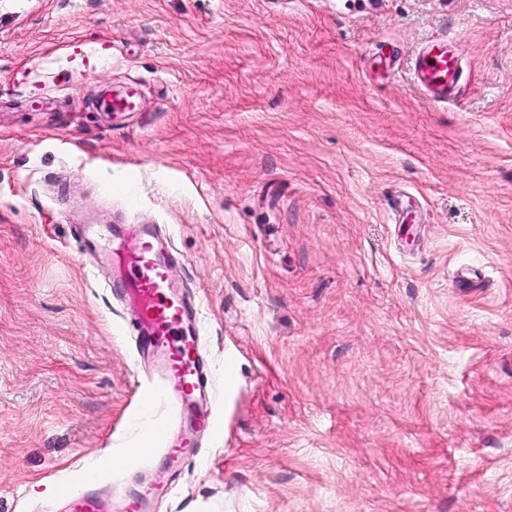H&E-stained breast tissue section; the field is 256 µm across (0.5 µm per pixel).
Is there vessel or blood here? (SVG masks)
<instances>
[{"label": "vessel or blood", "mask_w": 512, "mask_h": 512, "mask_svg": "<svg viewBox=\"0 0 512 512\" xmlns=\"http://www.w3.org/2000/svg\"><path fill=\"white\" fill-rule=\"evenodd\" d=\"M463 75L457 44L448 38L427 41L414 56L411 78L426 101L447 104ZM155 229L136 226L132 236L116 237L104 248L113 270L111 292L134 308L132 325L140 355L154 363L155 388L163 393L174 418L203 430L211 411L202 399L211 389L210 369L200 354L201 336L196 309L169 276L175 256L157 247ZM162 492L145 482L118 498L80 489L61 499L59 512H153Z\"/></svg>", "instance_id": "1"}]
</instances>
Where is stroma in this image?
I'll return each mask as SVG.
<instances>
[{
    "mask_svg": "<svg viewBox=\"0 0 512 512\" xmlns=\"http://www.w3.org/2000/svg\"><path fill=\"white\" fill-rule=\"evenodd\" d=\"M78 224L182 257L213 385L177 471ZM89 472L156 512H512V0H0V512ZM462 75L460 51L448 37L427 41L411 64L413 83L433 105L448 104L456 94Z\"/></svg>",
    "mask_w": 512,
    "mask_h": 512,
    "instance_id": "obj_1",
    "label": "stroma"
}]
</instances>
